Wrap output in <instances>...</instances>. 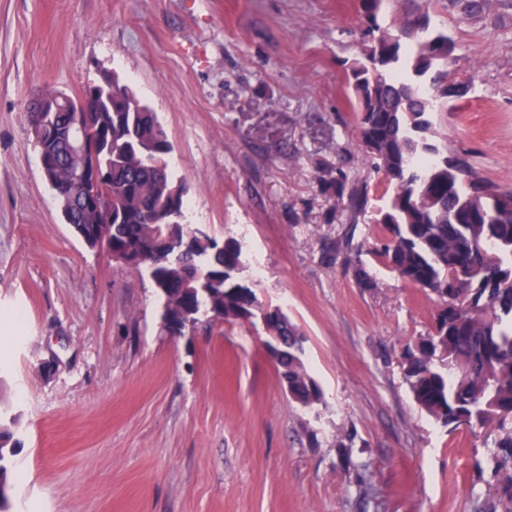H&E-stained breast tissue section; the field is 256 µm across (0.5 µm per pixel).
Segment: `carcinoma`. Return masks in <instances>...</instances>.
<instances>
[{
  "instance_id": "carcinoma-1",
  "label": "carcinoma",
  "mask_w": 512,
  "mask_h": 512,
  "mask_svg": "<svg viewBox=\"0 0 512 512\" xmlns=\"http://www.w3.org/2000/svg\"><path fill=\"white\" fill-rule=\"evenodd\" d=\"M463 13L491 8L493 0H450ZM382 0H358L364 22L361 58L347 68L359 107L365 163L382 175L389 193L371 222L381 227L373 253L403 281L438 298L432 330L407 350L402 367L419 406L451 431L462 425L493 428L494 468L502 495L512 501V190L483 177L470 155L437 131L433 114L469 83L450 79L455 43L431 26L429 13L409 14L392 30L381 26ZM127 85L112 78V94L90 83L84 113L90 132L69 147L72 113L25 112L43 173L61 214L83 238L99 231L109 251L134 257L128 268L145 275L162 299L161 327L172 336L198 324H261L268 336L288 337L277 367L294 403L313 410L322 388L303 360V337L278 307L258 301L239 277V243L184 222L186 187L169 172L171 146L156 113L134 110ZM94 155L102 174L98 193L112 210L84 205L77 176ZM321 193L351 221L368 213V184L353 182L344 159L324 163ZM15 419H0V484L13 486L10 457Z\"/></svg>"
}]
</instances>
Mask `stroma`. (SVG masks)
Returning <instances> with one entry per match:
<instances>
[{"instance_id": "stroma-1", "label": "stroma", "mask_w": 512, "mask_h": 512, "mask_svg": "<svg viewBox=\"0 0 512 512\" xmlns=\"http://www.w3.org/2000/svg\"><path fill=\"white\" fill-rule=\"evenodd\" d=\"M429 13L456 43L467 97L434 121L481 174L512 187V0L464 14L386 0L384 26ZM355 0H0V413L16 418L13 512H512L488 431H448L416 405L401 354L436 297L368 253L317 187L359 148L345 69L359 58ZM117 73L157 113L188 223L236 239L240 276L304 333L324 393L289 397L264 333L161 328L151 282L65 224L24 112ZM361 258L372 283L348 267ZM262 266L263 278L254 275ZM347 448L337 446L343 434ZM366 463L369 496L345 459Z\"/></svg>"}]
</instances>
